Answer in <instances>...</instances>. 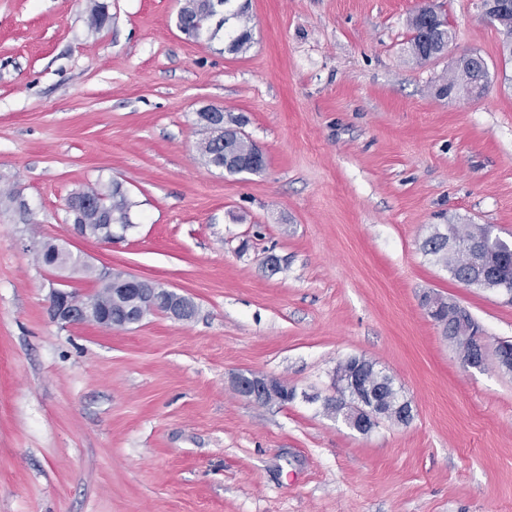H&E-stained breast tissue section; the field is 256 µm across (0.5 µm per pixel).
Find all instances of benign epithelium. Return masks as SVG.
<instances>
[{"mask_svg": "<svg viewBox=\"0 0 512 512\" xmlns=\"http://www.w3.org/2000/svg\"><path fill=\"white\" fill-rule=\"evenodd\" d=\"M512 6L507 0H482L483 14L493 23L497 19L498 12ZM208 112V127L219 132L221 138L218 144L224 147V165L232 164L237 171H248L251 159L241 157L225 150L228 142L233 140V134L239 130H233L225 126L224 110L217 107L206 109ZM485 245L475 240L467 245L469 257L477 258V263L472 265L469 276L461 280L465 286L472 280H493L498 283L501 291L512 300V281L504 274L492 270L483 260ZM112 279L113 292L118 298L129 304V307L120 316L122 325H135L143 320L137 309V303L144 295L151 296L155 309L167 317L181 322H189L196 315V305L188 297L178 294L169 288H155L151 281L128 275L122 271L108 273ZM49 312L53 320L65 324H78L86 319L96 317L102 322L113 321L112 310L101 309L94 303L85 300L80 304L74 302L72 291L66 288V282H61V287L52 289L49 302ZM448 335H463L468 337V348L461 352V362L470 368H479L484 363L485 336L477 329L470 313L453 300H448ZM346 381L351 385V390L361 396L362 407L344 418V423L357 431H361L373 424L381 411V400L376 392L370 388L365 379V367L360 357L350 358V368L344 374ZM232 384L237 394L250 402H262L270 396H275L279 401L288 403L294 400L295 390L283 380L260 375L254 372L238 373L232 377Z\"/></svg>", "mask_w": 512, "mask_h": 512, "instance_id": "obj_1", "label": "benign epithelium"}]
</instances>
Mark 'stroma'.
Instances as JSON below:
<instances>
[{
	"instance_id": "1",
	"label": "stroma",
	"mask_w": 512,
	"mask_h": 512,
	"mask_svg": "<svg viewBox=\"0 0 512 512\" xmlns=\"http://www.w3.org/2000/svg\"><path fill=\"white\" fill-rule=\"evenodd\" d=\"M429 2L447 53H408ZM0 0V512H512V303L427 255L434 228L484 224L512 242V60L481 0H245L252 43L176 26L182 0ZM463 52L490 82L440 97ZM242 120L266 158L231 175L199 152L198 112ZM118 182L131 228L78 236L68 196ZM51 242L98 271L190 297L188 323L125 329L48 312ZM280 259L270 273L264 259ZM469 310L485 336L466 368L422 299ZM372 360L411 401L370 433L324 408L339 361ZM296 392L260 406L231 384ZM232 384L237 394L250 402H262L269 396H275L280 402L294 400L295 390L283 380L260 375L254 372L238 373L232 377Z\"/></svg>"
}]
</instances>
